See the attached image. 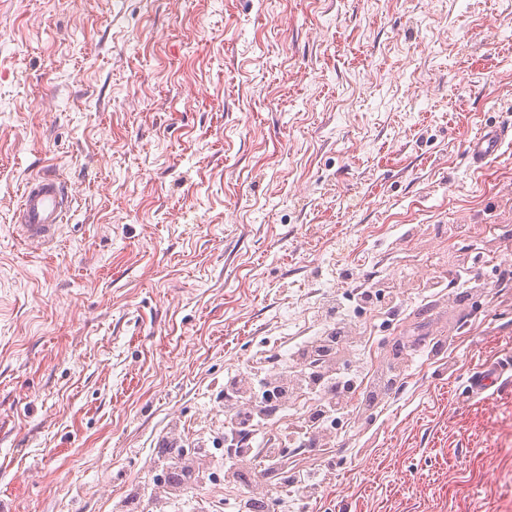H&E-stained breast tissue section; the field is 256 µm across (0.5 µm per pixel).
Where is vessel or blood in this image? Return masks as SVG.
<instances>
[{"label": "vessel or blood", "instance_id": "1", "mask_svg": "<svg viewBox=\"0 0 512 512\" xmlns=\"http://www.w3.org/2000/svg\"><path fill=\"white\" fill-rule=\"evenodd\" d=\"M512 144V123L483 128L465 145L471 165L480 166L499 157L503 147ZM72 206V198L64 182L49 171L31 176L16 208L15 229L24 241L46 245L53 242ZM503 369H478L471 372L468 386L481 395L499 386Z\"/></svg>", "mask_w": 512, "mask_h": 512}]
</instances>
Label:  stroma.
<instances>
[{"instance_id": "1", "label": "stroma", "mask_w": 512, "mask_h": 512, "mask_svg": "<svg viewBox=\"0 0 512 512\" xmlns=\"http://www.w3.org/2000/svg\"><path fill=\"white\" fill-rule=\"evenodd\" d=\"M502 121L512 0H0V512H512V387L467 386L512 360V149L464 152ZM340 317L400 380L225 478V379ZM180 446L206 479L160 493ZM71 206L67 186L55 173L35 174L26 181L13 226L24 242L47 245L67 223ZM282 499L279 497L278 490L276 489H269L267 491V495L262 498H256V497H248L247 499L240 500L237 504L238 512H264L265 508L267 510L270 509V507L273 508L275 505H283Z\"/></svg>"}]
</instances>
